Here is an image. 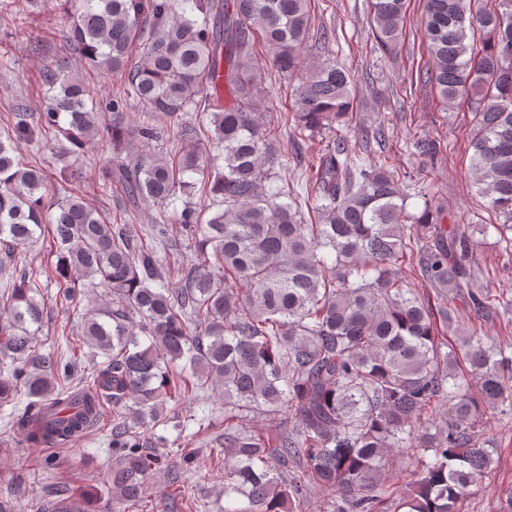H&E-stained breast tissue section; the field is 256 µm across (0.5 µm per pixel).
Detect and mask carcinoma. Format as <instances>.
I'll list each match as a JSON object with an SVG mask.
<instances>
[{
    "mask_svg": "<svg viewBox=\"0 0 512 512\" xmlns=\"http://www.w3.org/2000/svg\"><path fill=\"white\" fill-rule=\"evenodd\" d=\"M52 0L72 15L63 37L84 63L124 76L112 99V146L136 154L116 161L107 181L124 213L154 208L150 232L134 237L105 220L83 194L48 188L44 167L17 154L24 141L67 163L96 131L88 90L62 57L40 75L47 98L37 120L19 108L0 138V245L4 256L51 226L59 284L68 307L100 286L108 301L81 324L79 345L97 349L89 384L65 386L76 360L43 353L44 306L21 272L0 290V406L34 447L71 445L112 404V501L145 495L166 438L135 430L165 422V407L187 393L224 398V495L246 499L225 512H303L310 488L331 512H462L494 462L479 437L487 414L512 421V343L461 334L458 309L486 307L469 258L474 235L442 224L425 200L411 214L387 161L359 162L341 134L354 106L352 72L327 58L301 72L308 47L332 51L336 29L314 26L311 0ZM370 27L387 58L400 50L405 0H370ZM429 56L420 80L443 108L465 105L475 123L471 168L479 194L512 244V0H426ZM262 45L292 81L301 131L325 133L317 156L288 153L279 130L257 111L265 79L253 65ZM144 106L127 121V101ZM180 147L167 148L171 129ZM316 167L307 203L277 184L286 161ZM209 204L193 202L196 193ZM182 200V209L175 207ZM184 226L193 248L173 245ZM180 257L181 285L161 269ZM451 306L434 310L411 278ZM23 388L26 403L14 395ZM446 407L444 419L431 411ZM262 415L275 436L244 426ZM292 429H282L286 418ZM396 465L407 492L381 479Z\"/></svg>",
    "mask_w": 512,
    "mask_h": 512,
    "instance_id": "carcinoma-1",
    "label": "carcinoma"
}]
</instances>
